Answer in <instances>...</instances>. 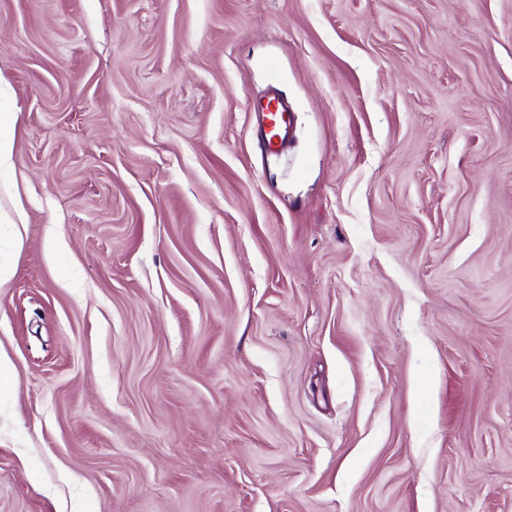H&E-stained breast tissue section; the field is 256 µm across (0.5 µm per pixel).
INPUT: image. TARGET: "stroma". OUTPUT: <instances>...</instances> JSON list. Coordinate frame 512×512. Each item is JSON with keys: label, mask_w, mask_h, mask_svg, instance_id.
<instances>
[{"label": "stroma", "mask_w": 512, "mask_h": 512, "mask_svg": "<svg viewBox=\"0 0 512 512\" xmlns=\"http://www.w3.org/2000/svg\"><path fill=\"white\" fill-rule=\"evenodd\" d=\"M0 77V512H512V0H0ZM275 103L281 107L278 111L271 112L268 105L260 111L263 119V146L267 152L280 151L288 142V128L291 123L290 113L279 103ZM18 120L15 112L0 113V171L11 165L14 141L11 138H5L2 135V129L14 128Z\"/></svg>", "instance_id": "1"}]
</instances>
